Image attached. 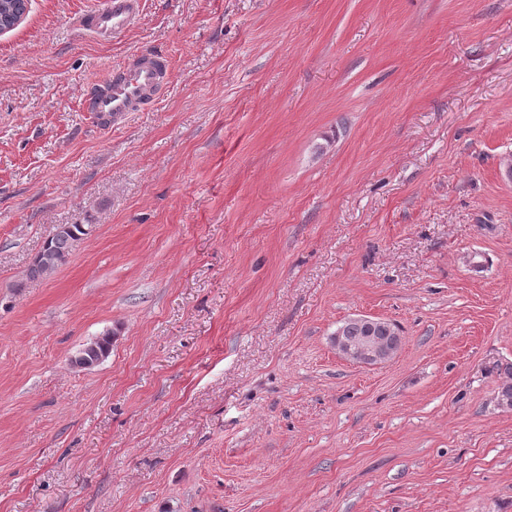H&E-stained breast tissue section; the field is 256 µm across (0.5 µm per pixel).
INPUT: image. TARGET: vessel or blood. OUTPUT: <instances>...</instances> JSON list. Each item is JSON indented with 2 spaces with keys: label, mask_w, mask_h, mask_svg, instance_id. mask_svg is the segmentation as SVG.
I'll list each match as a JSON object with an SVG mask.
<instances>
[{
  "label": "vessel or blood",
  "mask_w": 512,
  "mask_h": 512,
  "mask_svg": "<svg viewBox=\"0 0 512 512\" xmlns=\"http://www.w3.org/2000/svg\"><path fill=\"white\" fill-rule=\"evenodd\" d=\"M140 5L141 0H108L104 10L84 17L83 24L97 37L113 38L130 26ZM169 80L165 54L137 53L106 78L91 82L83 109L92 113L100 126H111L152 102Z\"/></svg>",
  "instance_id": "1"
}]
</instances>
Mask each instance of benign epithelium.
<instances>
[{
    "label": "benign epithelium",
    "instance_id": "1",
    "mask_svg": "<svg viewBox=\"0 0 512 512\" xmlns=\"http://www.w3.org/2000/svg\"><path fill=\"white\" fill-rule=\"evenodd\" d=\"M22 4L17 0H0V35L17 27L24 18L21 14ZM365 332L356 339L343 336L337 331L332 336V345L344 359L358 365H377L390 361L401 346V336L393 323H388V338L382 340L374 334V324L379 322L376 317L362 316L355 318Z\"/></svg>",
    "mask_w": 512,
    "mask_h": 512
}]
</instances>
